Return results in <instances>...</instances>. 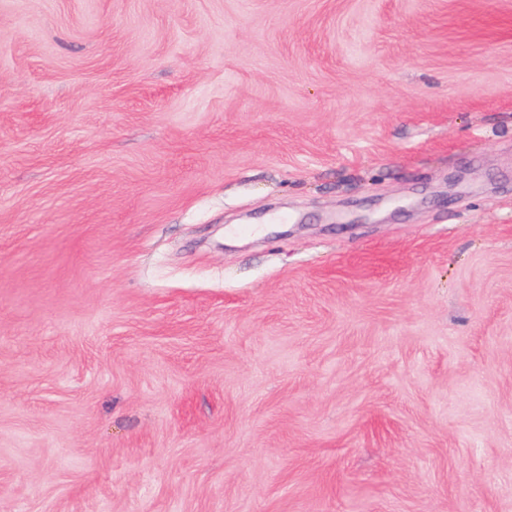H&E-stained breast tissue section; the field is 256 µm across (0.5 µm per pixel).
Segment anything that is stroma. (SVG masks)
I'll list each match as a JSON object with an SVG mask.
<instances>
[{
	"mask_svg": "<svg viewBox=\"0 0 512 512\" xmlns=\"http://www.w3.org/2000/svg\"><path fill=\"white\" fill-rule=\"evenodd\" d=\"M0 512H512V0H0Z\"/></svg>",
	"mask_w": 512,
	"mask_h": 512,
	"instance_id": "35a3bbf8",
	"label": "stroma"
}]
</instances>
